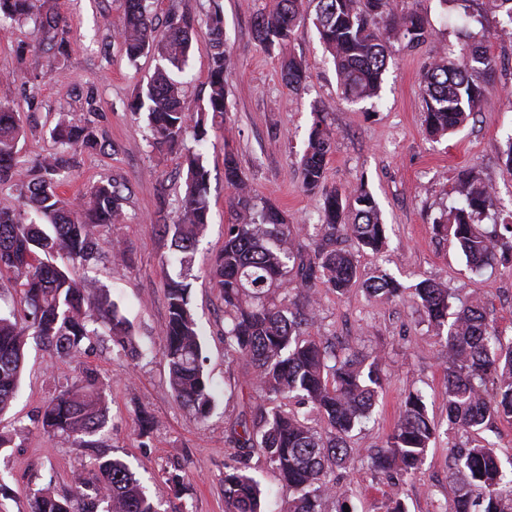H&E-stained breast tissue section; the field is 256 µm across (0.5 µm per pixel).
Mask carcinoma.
<instances>
[{
    "label": "carcinoma",
    "mask_w": 512,
    "mask_h": 512,
    "mask_svg": "<svg viewBox=\"0 0 512 512\" xmlns=\"http://www.w3.org/2000/svg\"><path fill=\"white\" fill-rule=\"evenodd\" d=\"M315 4V25L331 55L338 89L348 102L379 96L395 38L418 44L427 37L424 19L398 12L393 0H278L275 10L253 20L258 41L272 49L289 45L304 18V3ZM35 20L42 40L67 55L66 19L54 0H0V31ZM210 56L207 106L194 113L175 72L185 65L195 35V21L173 14L159 26L143 0H123L117 37L131 60L152 55L153 75L127 104L146 114L152 147L182 155L186 165L177 219L162 224L172 233L173 254L183 272L166 284L168 319L161 347L168 383L183 406L207 418L213 396L204 371L199 328L190 306V262L209 224L210 172L198 149L207 136L208 119L226 112L224 13L212 0L207 13ZM459 54L442 53L423 70L420 87L425 105V131L443 137L456 131L480 110L485 87L476 73L492 72L494 56L471 34ZM285 84L298 91L307 83L302 61L290 56L282 69ZM24 130L19 113L0 104V184L10 183L17 199L32 206L28 213L0 207V274L19 288L23 309L0 311V416L15 398L28 338L45 343L71 359L86 353L101 336L124 350H134L131 329L118 304L102 291L90 301L75 269L98 260L96 232L127 220V197L114 179L93 185L69 202L59 191L60 175L73 168L77 154L105 147L107 134L91 119L61 113L50 134L55 151L42 156L36 173H23L18 142ZM192 135L196 146L186 144ZM334 134L325 117L314 113L305 151L299 160L306 191L323 195L317 240H297L294 225L271 204H258L236 157L224 154V185L230 191L232 222L224 246L210 260L208 275L224 302V348L232 360L255 370L260 395L242 402L225 429L226 442L238 451L239 464L224 470L225 512H264L260 483L249 473L251 460L268 463L293 494L281 512H322L324 499L336 498L339 512L349 505L346 489L332 478L349 458V439L375 412L383 389L377 362L353 348L336 349L314 333L318 327L316 296L321 288L344 295L357 283L355 255L337 246L349 237L379 252L388 243L386 224L372 194L361 183L348 190L326 189L325 167ZM455 192L458 204L433 222L435 233L456 241L471 274L481 277L499 261L498 240L512 234V224L479 223L495 206L492 186L464 172ZM65 257L59 265L57 256ZM374 297L395 298L406 288L381 273L365 283ZM421 316L444 342L448 424L464 432L495 431V423L512 418V338L491 324L480 304L458 300L448 286L430 278L414 285ZM295 400L311 408L326 424L320 431L308 417L283 408ZM42 430L51 435L93 444L107 422L105 389L97 373L85 368L41 410ZM419 390L405 396L386 445L374 457L376 467L399 480L424 464L436 440ZM458 478L454 512H512V460L497 454V443L481 437L465 448L449 449ZM92 494H87V491ZM106 504L104 512H158L129 466L119 458L101 457L77 478V490L59 495L51 489L33 493L28 512H93L85 500Z\"/></svg>",
    "instance_id": "cac0c4a2"
}]
</instances>
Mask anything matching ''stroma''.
Masks as SVG:
<instances>
[{"mask_svg":"<svg viewBox=\"0 0 512 512\" xmlns=\"http://www.w3.org/2000/svg\"><path fill=\"white\" fill-rule=\"evenodd\" d=\"M481 2L472 0L466 9L472 15L469 29L485 37L498 66L495 73L480 78L486 91L477 116L457 133L435 141L423 133L420 75L442 51L460 50L464 37L457 20L466 11L462 7L447 8L440 0H395L397 11H413L426 20L430 36L413 46L403 39L394 41L380 100L348 103L338 96L333 61L312 20L300 23L291 42V54L308 70L306 88L296 92L282 79L280 51L267 50L253 35L256 13L275 9L277 0H220L224 49L231 60L227 110L223 125L209 129L204 148L210 171V222L192 265V308L213 396V409L204 420L173 396L160 353L168 316L164 283L177 276L180 267L167 264L171 238L159 225L176 218L181 159L154 151L144 115L125 107L153 72L156 59H127L112 30L122 17L121 0H57L68 30V54L61 63L33 24L0 37V73L17 75L13 83H0V102L23 118L19 150L24 170L54 150L50 129L57 112L85 117L87 93L96 97V121L110 144L82 154L78 166L63 174L61 193L72 200L108 178L128 189L127 222L99 234L100 259L84 275L93 287L109 290L131 325L137 348L131 354L103 337L86 354L69 360L28 344L19 392L0 420V431L13 436L11 444L0 448V484L6 487L0 493V512H27L28 495L46 487L71 492L74 477L98 456L123 459L159 512H224V469L235 462L233 449L224 443V431L234 407L254 394L253 372L224 351V304L205 274L232 221L224 155H235L258 201L282 210L298 228L300 241H309L322 195L304 190L297 162L317 111L335 132L325 187L344 190L365 183L389 237L387 250L379 254L345 241V248L357 257L359 285L344 296L325 288L317 296L322 335L364 354H379L386 376L379 398L381 414L354 432L349 460L337 469L336 480L351 490L356 512H387L395 497L408 512H451L458 483L448 448L465 444L469 436L448 425L442 344L411 299H374L361 283L380 270L407 287L425 277L446 282L459 297L478 301L488 320L512 336V263L471 277L460 248L433 232L434 218L458 201L453 188L462 170L496 191V206L483 217V224L512 221V170L503 157L512 137V25L502 16L481 11ZM146 4L160 23L173 12L197 19L184 80L192 109L206 106L210 44L205 20L210 0ZM21 42L27 47L22 58L16 53ZM63 84L68 85L69 96L60 95ZM118 241L127 245L126 260L119 265L112 261V247ZM85 366L96 370L105 383L108 402L107 424L93 448L45 434L37 423L40 408ZM416 389L425 395L439 434L420 472L395 485L374 469L372 458L391 434L404 396ZM142 409L156 419L153 431L143 438L134 424ZM173 474L179 475V484L170 482Z\"/></svg>","mask_w":512,"mask_h":512,"instance_id":"35a3bbf8","label":"stroma"}]
</instances>
